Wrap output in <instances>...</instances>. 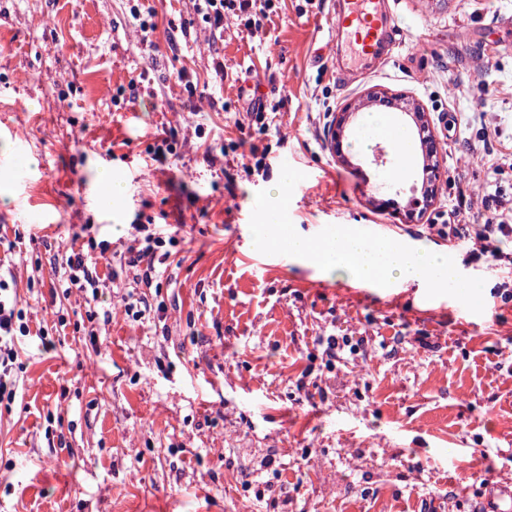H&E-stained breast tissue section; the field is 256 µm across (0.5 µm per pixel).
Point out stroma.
Instances as JSON below:
<instances>
[{
	"label": "stroma",
	"mask_w": 512,
	"mask_h": 512,
	"mask_svg": "<svg viewBox=\"0 0 512 512\" xmlns=\"http://www.w3.org/2000/svg\"><path fill=\"white\" fill-rule=\"evenodd\" d=\"M273 2L252 33L210 28L190 0H0V237L16 243L0 262L55 343H27L0 407V512H474L512 493V300L486 258L453 255L485 280L475 314L260 253L249 226L286 163L304 175L288 210L300 232L401 224L403 241L445 250L416 229L455 188L441 180L425 205L421 157L397 180L393 151L377 164L349 142L339 161L336 111L375 88L419 102L451 147L441 168L483 193L469 145L488 128L512 151V0H389L394 61L341 77L336 0ZM254 147L260 171L228 155ZM102 167L126 189L110 209ZM150 221L175 241L145 288L117 255ZM101 241L90 304L61 259ZM130 296L150 314L127 313ZM330 335L355 353L328 364Z\"/></svg>",
	"instance_id": "1"
}]
</instances>
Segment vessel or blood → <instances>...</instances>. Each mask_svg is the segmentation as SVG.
I'll return each instance as SVG.
<instances>
[{
	"label": "vessel or blood",
	"instance_id": "1",
	"mask_svg": "<svg viewBox=\"0 0 512 512\" xmlns=\"http://www.w3.org/2000/svg\"><path fill=\"white\" fill-rule=\"evenodd\" d=\"M327 28L344 50L343 67L387 61L399 46L400 29L387 0H344L327 18Z\"/></svg>",
	"mask_w": 512,
	"mask_h": 512
}]
</instances>
